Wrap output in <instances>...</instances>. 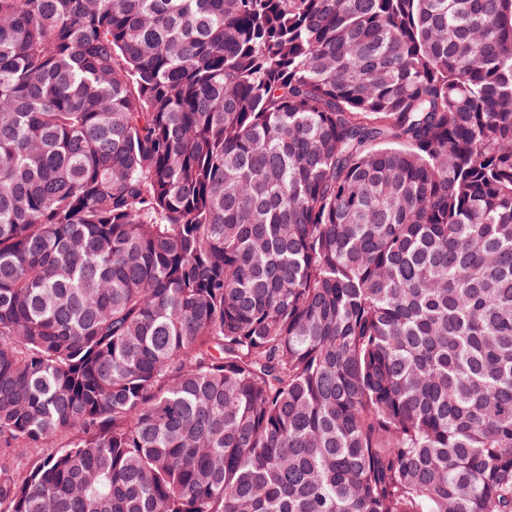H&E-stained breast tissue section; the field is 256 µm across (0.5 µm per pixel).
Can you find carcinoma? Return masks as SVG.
<instances>
[{"instance_id":"carcinoma-1","label":"carcinoma","mask_w":512,"mask_h":512,"mask_svg":"<svg viewBox=\"0 0 512 512\" xmlns=\"http://www.w3.org/2000/svg\"><path fill=\"white\" fill-rule=\"evenodd\" d=\"M0 512H512V0H0Z\"/></svg>"}]
</instances>
